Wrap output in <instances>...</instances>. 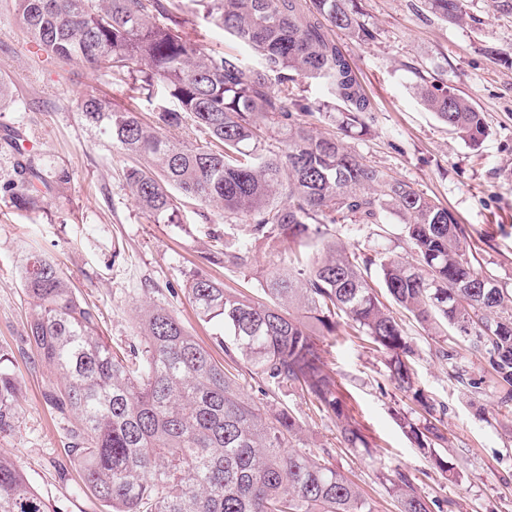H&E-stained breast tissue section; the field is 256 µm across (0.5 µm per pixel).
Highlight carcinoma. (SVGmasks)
Returning a JSON list of instances; mask_svg holds the SVG:
<instances>
[{
	"label": "carcinoma",
	"mask_w": 512,
	"mask_h": 512,
	"mask_svg": "<svg viewBox=\"0 0 512 512\" xmlns=\"http://www.w3.org/2000/svg\"><path fill=\"white\" fill-rule=\"evenodd\" d=\"M422 4L446 22L464 16L463 0ZM186 13L222 28L237 49L205 50L183 32ZM13 17L56 59L138 83L147 119L136 105L117 108L94 95L78 112L136 160L123 176L140 210L178 224L188 199L241 220L228 224L222 248L203 256L226 269H247L263 249L264 298L230 292L201 271L186 288L198 318L219 326L225 356L258 378L261 395L297 387L336 422L346 447H368L317 344L336 335L340 312L387 354L396 388L424 421L400 417L417 447L446 443L436 404L415 382V349L380 287L442 338L448 359L450 332L486 358L504 401L512 400V290L487 287L468 228L342 138L301 120L318 115L346 135L369 129L374 105L332 37L334 28L373 37L356 0H14ZM299 76L320 82L327 97L300 95ZM413 93L465 143L485 137L469 97L423 77ZM188 120L195 141L171 136ZM265 129L284 147L266 148ZM30 171L31 160L17 162V178L5 186L19 210L40 202ZM390 214L401 219L411 260L336 242V226L380 229ZM21 283L32 305L29 341L61 378L48 400L78 419L71 453L112 512H373L345 475L292 449L298 416L286 407L268 413L245 397L238 377L166 309L144 311L142 349L129 364L53 261L32 257ZM5 361L0 354L1 433L15 429L19 390ZM386 482L399 512H431L406 474ZM0 512H47L19 465L2 456Z\"/></svg>",
	"instance_id": "obj_1"
}]
</instances>
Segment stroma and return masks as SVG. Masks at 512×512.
Returning a JSON list of instances; mask_svg holds the SVG:
<instances>
[{"mask_svg": "<svg viewBox=\"0 0 512 512\" xmlns=\"http://www.w3.org/2000/svg\"><path fill=\"white\" fill-rule=\"evenodd\" d=\"M359 9L374 39L341 30L333 36L375 110L369 131L347 139V146L467 225L483 271L512 289V66L487 53L493 47L512 56V14L494 11L492 0H464L466 20L460 24L437 18L421 0H361ZM11 13L12 0H0V77L15 98L0 112V185L14 177L15 139L29 145L38 165L66 172L68 179L40 186L42 202L34 211L18 210L0 194V354L22 386L16 428L0 433V455L18 462L49 512H111L85 486L67 451L72 419L46 400L55 376L27 338L29 299L19 273L28 256L37 252L57 263L95 312L103 340L120 350L141 347L139 312L156 305L223 361L216 328L198 319L185 291L189 277L200 270L255 297L260 290L256 280L201 258L223 242V215L186 200L180 223L154 222L125 187L128 158L83 122L77 110L82 96L124 107L138 94L132 81L56 60L13 23ZM421 75L468 96L482 112L488 134L478 147L457 139L415 98L412 86ZM336 237L349 246L411 255L395 216L385 235L369 224L337 227ZM405 330L416 350L417 382L436 403L448 437L440 454L455 475L441 472L429 451L417 448L400 427L396 415L411 403L395 387L387 355L349 335L344 325L323 344L325 370L370 446L344 447L334 420L288 388L275 400L302 422L294 448L351 479L374 512H397L381 478L399 472L442 512H512V402H501L488 364L466 344L456 345L455 362L474 379L471 387L452 378L438 337L411 319Z\"/></svg>", "mask_w": 512, "mask_h": 512, "instance_id": "obj_1", "label": "stroma"}]
</instances>
